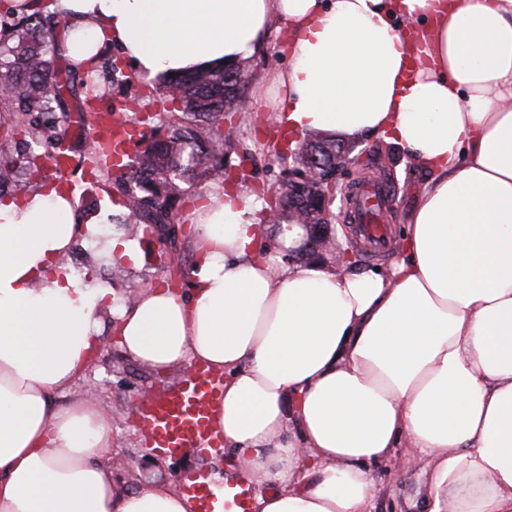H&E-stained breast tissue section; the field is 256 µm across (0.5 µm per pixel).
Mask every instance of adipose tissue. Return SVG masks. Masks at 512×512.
I'll use <instances>...</instances> for the list:
<instances>
[{
  "label": "adipose tissue",
  "mask_w": 512,
  "mask_h": 512,
  "mask_svg": "<svg viewBox=\"0 0 512 512\" xmlns=\"http://www.w3.org/2000/svg\"><path fill=\"white\" fill-rule=\"evenodd\" d=\"M69 56L116 46L153 78L235 66L272 20L288 66L264 96L295 133L379 138L420 180L388 264L294 263L245 190H201L183 290L129 300L62 264L76 199L0 198V512H192L107 462L100 396L54 399L112 316L154 370L224 375L214 429L252 512H374L377 472L420 465L419 512H512V0H55Z\"/></svg>",
  "instance_id": "obj_1"
}]
</instances>
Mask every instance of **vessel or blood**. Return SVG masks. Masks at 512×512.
<instances>
[{
	"instance_id": "b4317fda",
	"label": "vessel or blood",
	"mask_w": 512,
	"mask_h": 512,
	"mask_svg": "<svg viewBox=\"0 0 512 512\" xmlns=\"http://www.w3.org/2000/svg\"><path fill=\"white\" fill-rule=\"evenodd\" d=\"M99 133L104 140H116L121 159L143 138L135 125L115 120L102 123ZM223 390V376L200 364L178 386L142 396L134 415L147 448L172 458L187 448L219 453L222 443L213 427V415ZM180 481L194 503V512H248L250 489L246 483L229 482L201 470L181 475Z\"/></svg>"
}]
</instances>
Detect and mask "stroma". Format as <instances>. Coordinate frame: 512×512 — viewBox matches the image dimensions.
<instances>
[{"label": "stroma", "mask_w": 512, "mask_h": 512, "mask_svg": "<svg viewBox=\"0 0 512 512\" xmlns=\"http://www.w3.org/2000/svg\"><path fill=\"white\" fill-rule=\"evenodd\" d=\"M284 32L279 23H272L271 34L262 55L249 60L252 82L241 103L243 119L233 143L224 147V165L234 169L244 167L245 177L239 188L251 191L262 206H269L275 191L287 179L290 169L295 168L296 145L283 142V128L275 121L274 113L264 111V101L254 84L261 75L276 67L287 66ZM355 161L344 170L336 181L338 190L330 204L333 228L346 227L348 190L352 185L366 184L380 176L392 193V204L385 212L383 225L387 235H394L401 227L404 216L412 203L410 194V165L393 150L376 139H363L354 144ZM192 230L187 223H180L175 239L182 258L180 277H172L165 264V248L151 233L139 234L137 240L144 251L142 265L101 262L97 256L95 239L77 241L67 265L77 279L89 287L107 286L115 296L126 297L150 284H175L185 287L191 271L194 251ZM181 366L165 372L151 370L126 357L114 341L112 333H105L104 344L84 370L81 379L72 385V392H80L85 382L97 384L112 420L111 459L122 461L121 477L129 484L155 480L178 487L179 473L199 467L226 478H234L231 453L203 459L197 456H181L175 459L154 457L144 442L129 411L130 404L147 393H160L180 384L187 374ZM419 477L417 471L384 470L379 474V492L376 512H407L408 505L416 498Z\"/></svg>", "instance_id": "stroma-1"}]
</instances>
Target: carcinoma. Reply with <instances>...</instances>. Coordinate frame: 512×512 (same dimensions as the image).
Instances as JSON below:
<instances>
[{"label": "carcinoma", "mask_w": 512, "mask_h": 512, "mask_svg": "<svg viewBox=\"0 0 512 512\" xmlns=\"http://www.w3.org/2000/svg\"><path fill=\"white\" fill-rule=\"evenodd\" d=\"M0 26L10 38L0 41V197L17 192L39 172L34 146L73 152L62 133V122L77 126L89 143L79 164L112 176L98 143V124L89 120V103L100 98L95 75L112 82L129 75L110 58L95 54L72 61L64 47L58 21L47 10L48 0H27L33 12L15 14L1 9ZM244 66L201 70L162 82L158 113L165 126L127 164L124 181L113 186L123 211L112 215L116 226H134L153 233L176 223L186 191L198 180L224 183V112L238 106L247 90ZM300 216L288 207V192L280 193L269 224H297Z\"/></svg>", "instance_id": "carcinoma-1"}]
</instances>
